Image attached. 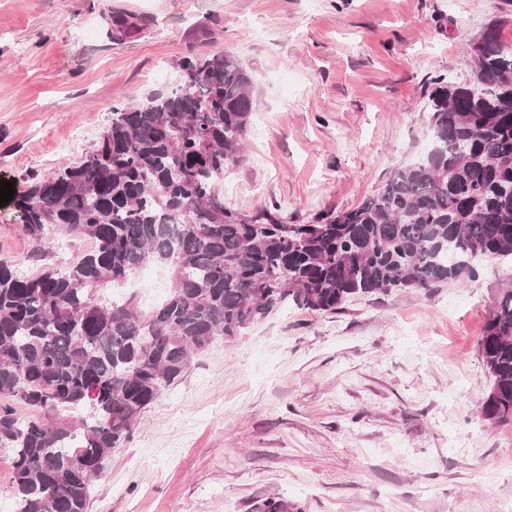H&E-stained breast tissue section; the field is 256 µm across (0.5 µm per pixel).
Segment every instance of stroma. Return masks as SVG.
Here are the masks:
<instances>
[{
    "instance_id": "obj_1",
    "label": "stroma",
    "mask_w": 512,
    "mask_h": 512,
    "mask_svg": "<svg viewBox=\"0 0 512 512\" xmlns=\"http://www.w3.org/2000/svg\"><path fill=\"white\" fill-rule=\"evenodd\" d=\"M144 20L110 39L108 18ZM512 0H0V180L79 162L121 96L170 91L180 63L229 51L257 110L225 206L296 223L360 204L428 144L431 79H471L472 40ZM92 243L29 238L0 206V258L35 275ZM512 265L466 285L295 305L194 353L95 481L89 512H512V423L480 415L478 350Z\"/></svg>"
}]
</instances>
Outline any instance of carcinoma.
<instances>
[{"instance_id":"carcinoma-1","label":"carcinoma","mask_w":512,"mask_h":512,"mask_svg":"<svg viewBox=\"0 0 512 512\" xmlns=\"http://www.w3.org/2000/svg\"><path fill=\"white\" fill-rule=\"evenodd\" d=\"M141 19L110 16L109 38ZM473 48L470 82L430 81V145L353 209L288 222L279 209L224 206L217 184L242 160L256 101L228 52L188 57L178 84L112 107L75 165L34 178L14 198L22 229L93 247L62 271L17 272L0 258V447L12 457L18 512H89L92 483L139 416L181 380L190 355L232 339L292 302L335 313L356 297L431 296L512 261V50L494 25ZM169 275L145 308L109 297L144 267ZM489 376L480 412L512 421V288L487 317Z\"/></svg>"}]
</instances>
